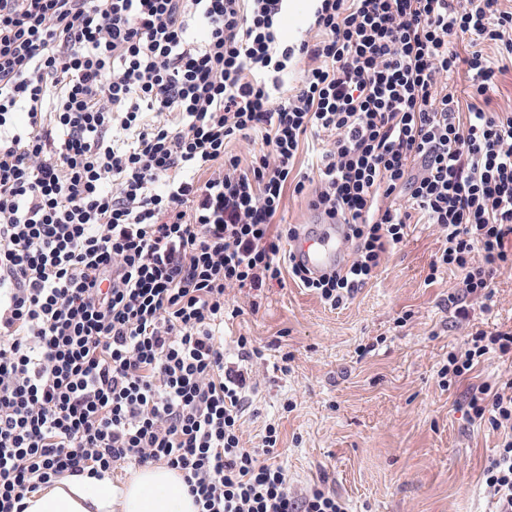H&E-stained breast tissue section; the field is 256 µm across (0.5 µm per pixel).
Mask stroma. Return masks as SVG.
Returning a JSON list of instances; mask_svg holds the SVG:
<instances>
[{"label":"stroma","mask_w":512,"mask_h":512,"mask_svg":"<svg viewBox=\"0 0 512 512\" xmlns=\"http://www.w3.org/2000/svg\"><path fill=\"white\" fill-rule=\"evenodd\" d=\"M444 243L432 225L408 224L377 277L335 309L289 279L229 291L239 314L224 322L226 361L240 336L260 350L247 363L256 384L243 442L262 448L277 426L292 490L321 485L346 512H492L483 469L501 435L470 418L467 396L512 372V359L488 354L447 388L439 371L469 332L512 328V272L495 279L489 305L465 299L460 319L450 301L460 272L427 278Z\"/></svg>","instance_id":"stroma-1"}]
</instances>
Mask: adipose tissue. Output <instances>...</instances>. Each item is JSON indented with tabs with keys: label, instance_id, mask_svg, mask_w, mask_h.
<instances>
[{
	"label": "adipose tissue",
	"instance_id": "obj_1",
	"mask_svg": "<svg viewBox=\"0 0 512 512\" xmlns=\"http://www.w3.org/2000/svg\"><path fill=\"white\" fill-rule=\"evenodd\" d=\"M21 512H198L179 471L163 464L140 467L121 483L71 475L40 486Z\"/></svg>",
	"mask_w": 512,
	"mask_h": 512
}]
</instances>
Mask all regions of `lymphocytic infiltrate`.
<instances>
[{
  "instance_id": "f902f5d3",
  "label": "lymphocytic infiltrate",
  "mask_w": 512,
  "mask_h": 512,
  "mask_svg": "<svg viewBox=\"0 0 512 512\" xmlns=\"http://www.w3.org/2000/svg\"><path fill=\"white\" fill-rule=\"evenodd\" d=\"M288 0H0V512L64 474L181 472L199 512H345L245 447L251 371L227 364L224 296L292 279L333 308L374 279L418 211L445 238L430 273L488 298L512 269V113L477 104L512 60L500 0H314L318 38L283 43ZM313 65L276 87L295 56ZM470 76L461 108L448 80ZM25 123H18V113ZM180 118L166 122L167 114ZM261 131L249 165L228 154ZM331 134L307 191V137ZM351 253L315 277L281 251L286 193ZM408 196L412 209L398 203ZM512 330L469 333L440 377ZM502 435L483 470L512 512V375L468 395Z\"/></svg>"
}]
</instances>
